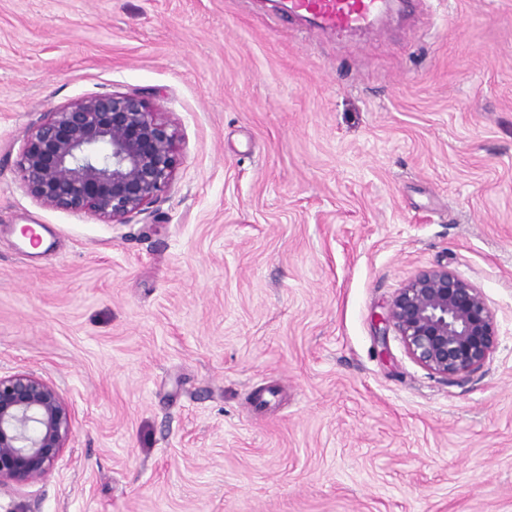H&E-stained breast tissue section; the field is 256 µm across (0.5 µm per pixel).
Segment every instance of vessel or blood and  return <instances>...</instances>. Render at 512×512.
I'll list each match as a JSON object with an SVG mask.
<instances>
[{
	"label": "vessel or blood",
	"instance_id": "1",
	"mask_svg": "<svg viewBox=\"0 0 512 512\" xmlns=\"http://www.w3.org/2000/svg\"><path fill=\"white\" fill-rule=\"evenodd\" d=\"M395 10V0H288L289 15L310 20L320 31L373 28L381 32Z\"/></svg>",
	"mask_w": 512,
	"mask_h": 512
}]
</instances>
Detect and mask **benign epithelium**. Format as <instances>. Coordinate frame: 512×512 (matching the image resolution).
<instances>
[{
  "instance_id": "obj_1",
  "label": "benign epithelium",
  "mask_w": 512,
  "mask_h": 512,
  "mask_svg": "<svg viewBox=\"0 0 512 512\" xmlns=\"http://www.w3.org/2000/svg\"><path fill=\"white\" fill-rule=\"evenodd\" d=\"M179 165L177 129L138 94L82 96L44 113L19 163L41 206L123 224L147 212ZM381 321L407 354L447 378L480 371L496 345L494 314L480 288L457 272L428 268L400 288ZM73 411L55 383L29 371L0 375V489L42 482L68 447Z\"/></svg>"
}]
</instances>
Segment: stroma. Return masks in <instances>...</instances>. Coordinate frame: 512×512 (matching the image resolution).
Returning a JSON list of instances; mask_svg holds the SVG:
<instances>
[{
	"mask_svg": "<svg viewBox=\"0 0 512 512\" xmlns=\"http://www.w3.org/2000/svg\"><path fill=\"white\" fill-rule=\"evenodd\" d=\"M285 4L0 0V375L75 417L0 512H512V0L384 35ZM99 93L178 125L171 187L124 224L19 175L42 113ZM433 267L496 317L465 378L380 319Z\"/></svg>",
	"mask_w": 512,
	"mask_h": 512,
	"instance_id": "obj_1",
	"label": "stroma"
}]
</instances>
